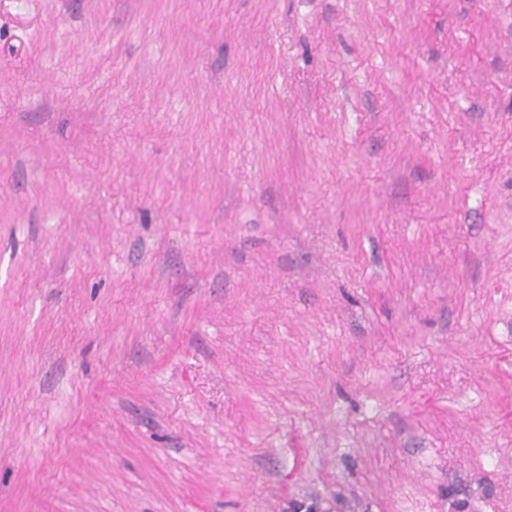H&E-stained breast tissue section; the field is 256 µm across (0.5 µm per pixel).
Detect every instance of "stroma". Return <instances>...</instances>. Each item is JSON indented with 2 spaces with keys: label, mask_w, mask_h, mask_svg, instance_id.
Wrapping results in <instances>:
<instances>
[{
  "label": "stroma",
  "mask_w": 512,
  "mask_h": 512,
  "mask_svg": "<svg viewBox=\"0 0 512 512\" xmlns=\"http://www.w3.org/2000/svg\"><path fill=\"white\" fill-rule=\"evenodd\" d=\"M0 512H512V0H0Z\"/></svg>",
  "instance_id": "35a3bbf8"
}]
</instances>
